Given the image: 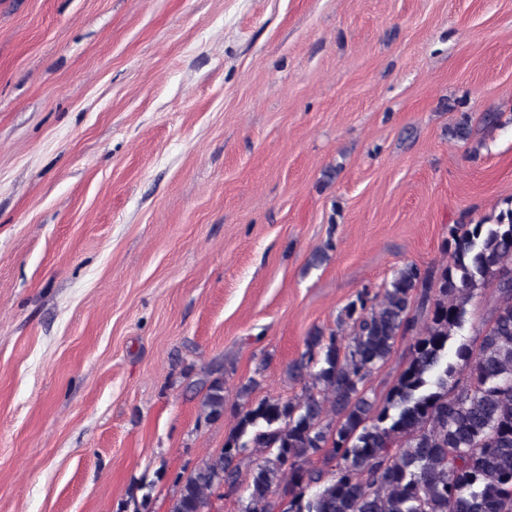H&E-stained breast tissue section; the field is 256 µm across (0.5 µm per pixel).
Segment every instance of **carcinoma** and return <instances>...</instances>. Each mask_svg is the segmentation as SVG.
<instances>
[{"label":"carcinoma","mask_w":512,"mask_h":512,"mask_svg":"<svg viewBox=\"0 0 512 512\" xmlns=\"http://www.w3.org/2000/svg\"><path fill=\"white\" fill-rule=\"evenodd\" d=\"M445 252L359 290L336 328L310 329L288 367L300 395L254 402L260 382L241 385L224 448L181 482L170 512H209L244 466L243 512H512V208L451 227ZM490 285L481 340L459 339L466 305ZM407 334L404 368L380 401L372 379ZM220 372L203 383L208 421L224 416Z\"/></svg>","instance_id":"obj_1"}]
</instances>
